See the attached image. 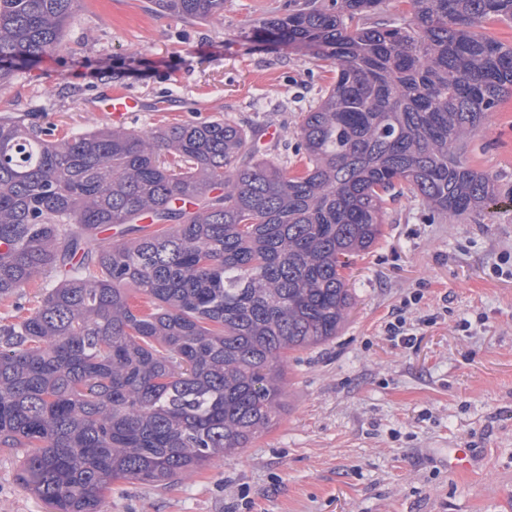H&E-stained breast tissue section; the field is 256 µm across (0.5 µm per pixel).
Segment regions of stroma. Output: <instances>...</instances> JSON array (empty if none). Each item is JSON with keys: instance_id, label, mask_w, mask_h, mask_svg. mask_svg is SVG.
Returning <instances> with one entry per match:
<instances>
[{"instance_id": "obj_1", "label": "stroma", "mask_w": 512, "mask_h": 512, "mask_svg": "<svg viewBox=\"0 0 512 512\" xmlns=\"http://www.w3.org/2000/svg\"><path fill=\"white\" fill-rule=\"evenodd\" d=\"M304 2L224 0L222 19L198 23L151 0H86L62 51L15 71L0 114L84 132L107 124L100 99L129 90L143 106L129 128L226 117L295 172L298 125L336 73L240 33ZM467 156L494 176L495 200L447 219L406 192L388 200L381 238L351 260L354 308L336 339L291 356L268 433L171 487L116 483L102 512H512V96ZM55 283L47 274L0 300V324L34 312ZM400 316L415 327L408 347L386 337ZM452 448L477 470L450 472ZM19 465L0 450V512H48Z\"/></svg>"}]
</instances>
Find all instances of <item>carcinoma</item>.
<instances>
[{
    "label": "carcinoma",
    "mask_w": 512,
    "mask_h": 512,
    "mask_svg": "<svg viewBox=\"0 0 512 512\" xmlns=\"http://www.w3.org/2000/svg\"><path fill=\"white\" fill-rule=\"evenodd\" d=\"M80 2L0 0V89L61 47ZM154 2L224 16V0ZM398 2L381 26L386 0L260 21L336 69L293 175L228 118L56 138L0 115V299L59 275L0 325V447L23 450L18 481L52 512H101L116 482L170 486L250 447L280 419L288 354L345 324L350 257L382 235L387 198L450 217L492 199L465 148L512 95V44L489 32L512 0Z\"/></svg>",
    "instance_id": "cac0c4a2"
}]
</instances>
